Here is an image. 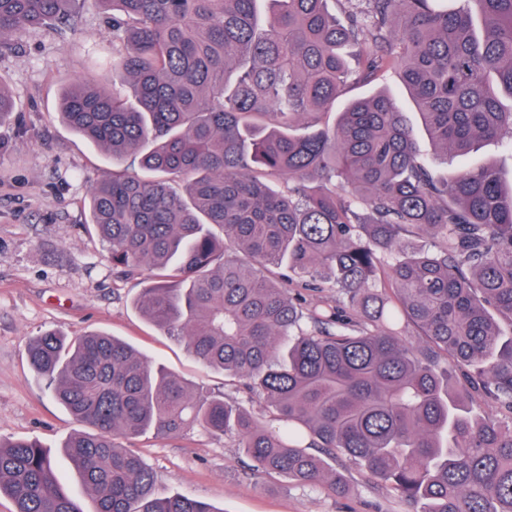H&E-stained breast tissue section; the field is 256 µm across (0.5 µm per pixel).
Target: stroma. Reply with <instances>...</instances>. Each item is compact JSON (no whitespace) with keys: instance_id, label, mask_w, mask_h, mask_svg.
Returning <instances> with one entry per match:
<instances>
[{"instance_id":"stroma-1","label":"stroma","mask_w":512,"mask_h":512,"mask_svg":"<svg viewBox=\"0 0 512 512\" xmlns=\"http://www.w3.org/2000/svg\"><path fill=\"white\" fill-rule=\"evenodd\" d=\"M11 42L0 52V85L14 103L10 122L0 127V440L34 438L51 450L66 485L91 512L92 498L62 450L78 425L33 379L31 337L103 332L182 378L194 394L224 393L266 423L272 415L236 379L203 366L136 309L147 268L114 266L90 222V188L111 178L112 158L63 124L58 112L73 82L111 88V18L88 8L75 29L21 30ZM268 277L288 290L304 316L336 306L335 289L304 287L286 268L269 269ZM122 446L152 467L155 496L183 495L221 512H407L341 455L328 467L342 476L343 494L264 472L235 438L200 428L176 438L149 432Z\"/></svg>"}]
</instances>
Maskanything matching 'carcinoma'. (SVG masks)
Wrapping results in <instances>:
<instances>
[{"instance_id":"cac0c4a2","label":"carcinoma","mask_w":512,"mask_h":512,"mask_svg":"<svg viewBox=\"0 0 512 512\" xmlns=\"http://www.w3.org/2000/svg\"><path fill=\"white\" fill-rule=\"evenodd\" d=\"M334 2L0 0V47L87 6L112 13V92L75 83L59 112L116 167L91 188V222L112 264L154 272L140 312L278 422L195 395L113 336H35L34 378L84 428L64 448L93 512H216L154 496L153 471L116 443L194 427L300 484L336 488L322 448L408 512H512V190L465 162L481 140L512 150V0ZM391 70L461 160L446 175L383 90L322 121ZM420 233L433 248L411 246ZM283 264L350 314L302 327L262 275ZM469 386L503 416L474 412ZM0 495L14 512H84L36 440L0 441Z\"/></svg>"}]
</instances>
